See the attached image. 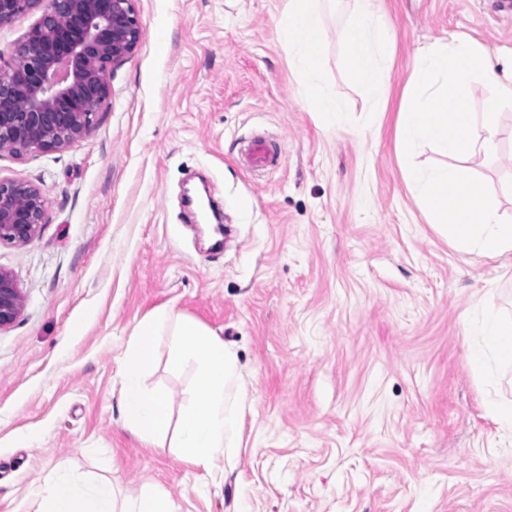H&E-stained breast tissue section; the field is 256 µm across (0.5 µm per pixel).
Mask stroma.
I'll return each mask as SVG.
<instances>
[{"mask_svg":"<svg viewBox=\"0 0 512 512\" xmlns=\"http://www.w3.org/2000/svg\"><path fill=\"white\" fill-rule=\"evenodd\" d=\"M497 0H377L394 36L385 112L346 63L354 0H325L323 78L346 107L326 130L300 96L277 19L288 0H134L135 51L110 99L68 148L16 157L0 176L40 187L44 224L0 243L23 294L0 331V512H36L56 465L152 483L177 512H512V434L485 406L512 398L469 361V321L512 317V254L457 250L411 194L396 119L411 61L449 35L512 63ZM263 134L282 150L238 162ZM512 214V109L472 162ZM238 244L211 251L184 223L192 172ZM169 307L236 352L244 416L231 461L205 472L145 447L118 411L117 359L137 323ZM190 372L159 345L147 387L178 412ZM275 156L266 140L255 138L248 143L240 161L247 169H262L271 164Z\"/></svg>","mask_w":512,"mask_h":512,"instance_id":"1","label":"stroma"}]
</instances>
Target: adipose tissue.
Here are the masks:
<instances>
[{
    "instance_id": "adipose-tissue-1",
    "label": "adipose tissue",
    "mask_w": 512,
    "mask_h": 512,
    "mask_svg": "<svg viewBox=\"0 0 512 512\" xmlns=\"http://www.w3.org/2000/svg\"><path fill=\"white\" fill-rule=\"evenodd\" d=\"M321 0H288L277 21L281 40L289 49V61L306 88L304 103L318 113L324 127H339L345 119L344 106L335 89L322 79L319 48L323 36ZM347 62L352 77L368 86L374 109L387 104L385 70L394 42L372 0H355L346 33ZM479 345L469 351L480 370L491 363L512 365V321L496 312L484 314L470 326ZM37 512H176L173 501L157 487L147 484L125 502H118L110 480L55 466L44 478L37 494Z\"/></svg>"
}]
</instances>
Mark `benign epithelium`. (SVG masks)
<instances>
[{"label": "benign epithelium", "mask_w": 512, "mask_h": 512, "mask_svg": "<svg viewBox=\"0 0 512 512\" xmlns=\"http://www.w3.org/2000/svg\"><path fill=\"white\" fill-rule=\"evenodd\" d=\"M32 11L39 20L14 43L11 63L0 65V151L19 156L81 138L112 94L109 68L140 40L134 0H0V27ZM45 208L37 186L0 177V241H30ZM21 306L14 276L0 268V330Z\"/></svg>", "instance_id": "1"}]
</instances>
